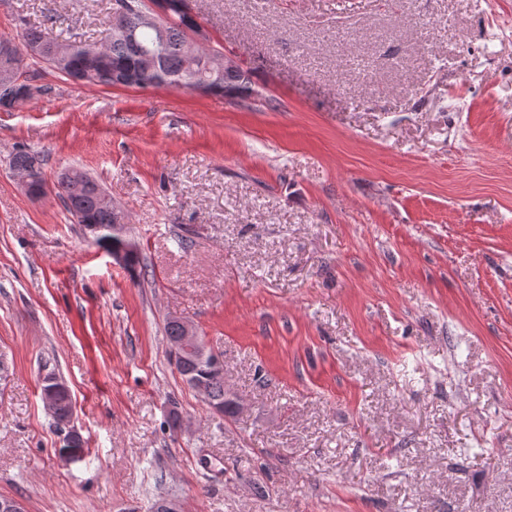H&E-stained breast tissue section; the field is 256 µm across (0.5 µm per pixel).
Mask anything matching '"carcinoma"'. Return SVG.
I'll return each instance as SVG.
<instances>
[{"label": "carcinoma", "mask_w": 512, "mask_h": 512, "mask_svg": "<svg viewBox=\"0 0 512 512\" xmlns=\"http://www.w3.org/2000/svg\"><path fill=\"white\" fill-rule=\"evenodd\" d=\"M113 11L124 9L126 30L119 31L107 23L102 43L94 48L90 44L75 43L68 39L50 37L40 29H27L23 35L25 46L34 51L32 58L44 62L57 73L71 79L106 87H173L190 90L204 87L210 95L230 99L246 98L269 104L255 88L251 71L239 67L226 73L211 72L206 67V54L188 42V31L196 28L195 16L180 9H172L173 19L164 28L163 50L157 55L154 45L158 34L138 25L137 11L144 0H113ZM22 85L15 79L0 77V109L9 110L16 103ZM10 166L32 169L44 176V158L34 152L20 149L12 154ZM56 195L66 210L80 220L86 218L94 224L112 223V200L97 180L87 178L85 186L76 190L61 172L54 183ZM178 373L189 371L205 384L207 397L215 403H224V359L218 354L200 361L192 355L174 359Z\"/></svg>", "instance_id": "obj_1"}]
</instances>
